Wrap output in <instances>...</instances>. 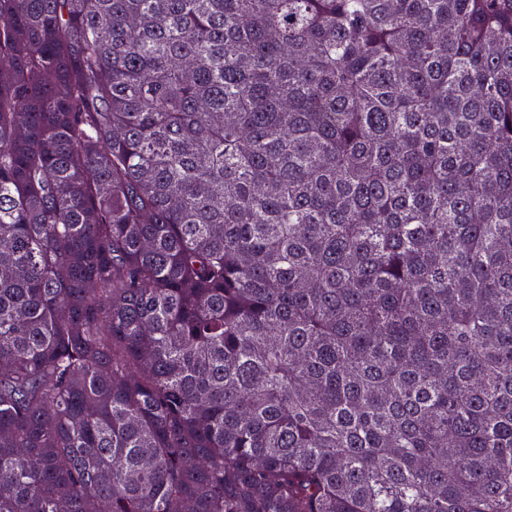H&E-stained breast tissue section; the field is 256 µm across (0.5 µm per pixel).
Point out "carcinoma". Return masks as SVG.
<instances>
[{
  "instance_id": "obj_1",
  "label": "carcinoma",
  "mask_w": 512,
  "mask_h": 512,
  "mask_svg": "<svg viewBox=\"0 0 512 512\" xmlns=\"http://www.w3.org/2000/svg\"><path fill=\"white\" fill-rule=\"evenodd\" d=\"M0 512H512V0H0Z\"/></svg>"
}]
</instances>
